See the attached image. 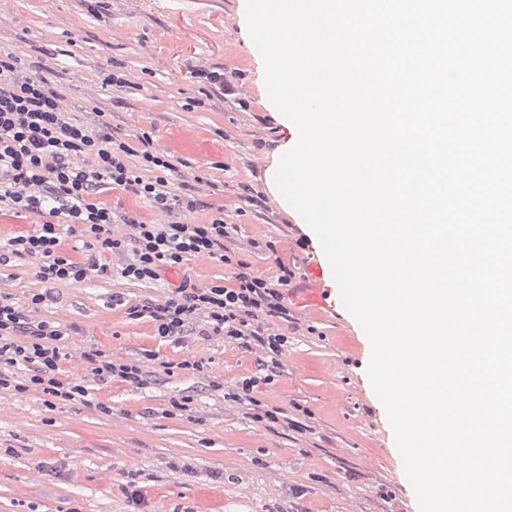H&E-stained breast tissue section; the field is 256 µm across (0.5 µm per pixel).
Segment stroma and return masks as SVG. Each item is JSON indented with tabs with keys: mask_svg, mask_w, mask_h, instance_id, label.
I'll use <instances>...</instances> for the list:
<instances>
[{
	"mask_svg": "<svg viewBox=\"0 0 512 512\" xmlns=\"http://www.w3.org/2000/svg\"><path fill=\"white\" fill-rule=\"evenodd\" d=\"M242 3L0 0V49L62 87L70 110L105 112L114 135L130 142L153 130L156 150L201 176L202 209L169 217L199 224L223 212L238 227L232 248L256 274L292 270L283 372L261 399L293 424L254 422L210 385L215 378L230 387L252 373L260 347L200 336L163 341L126 314V303L165 300L182 276L201 286L224 280L221 263L194 257L182 274L138 283L102 253L107 274L55 285L37 277L35 262L16 258L0 277V297L24 307L30 294H47L37 315L73 325L62 369L85 381L95 403L50 409L40 393L0 391V512H132L135 490L142 512H419L366 374L369 339L344 308L315 302L318 285H335L310 273L323 250L269 192L266 168L293 130L264 94ZM115 64L127 85H103ZM200 69L223 72V85L197 83ZM254 240L275 241V252L251 248ZM90 346L123 359L150 349L173 362L201 360L211 375L182 371L143 388L104 383L82 356ZM181 397L190 412L168 415Z\"/></svg>",
	"mask_w": 512,
	"mask_h": 512,
	"instance_id": "obj_1",
	"label": "stroma"
}]
</instances>
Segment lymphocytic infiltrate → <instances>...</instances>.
<instances>
[{"mask_svg": "<svg viewBox=\"0 0 512 512\" xmlns=\"http://www.w3.org/2000/svg\"><path fill=\"white\" fill-rule=\"evenodd\" d=\"M20 64L17 56L0 51V213L35 212L42 222L0 243V266L13 257L29 256L40 261V279L64 284L106 273V265L98 261L102 253L118 256L121 276L134 281L163 280L195 256L230 267L227 283L199 288L186 278L164 302L145 300L129 306L127 314L151 323L161 338L186 335L200 322L206 335L240 347L261 343L264 362L238 382L234 396L254 421H287L282 409L262 404L254 391L280 375L279 358L288 338L275 321L288 316L283 288L290 270L271 278L254 275L249 263L230 250L236 227L225 223L223 213L203 224H149L99 201L100 190L118 189L165 210L176 199L173 186L189 191L193 185L189 176L179 175L169 155L150 150V132L139 135L142 148L134 150L106 123L93 126L80 120L65 106L55 84L25 74ZM116 224L125 225L126 233L114 234ZM68 233L81 237L88 248L85 260L64 253ZM67 334V325L33 320L20 307L0 301V389L36 391L50 401L92 403L81 383L62 375ZM84 357L95 375L139 387L153 369L167 374L205 370L203 362L173 363L151 350L135 360L98 348Z\"/></svg>", "mask_w": 512, "mask_h": 512, "instance_id": "obj_1", "label": "lymphocytic infiltrate"}]
</instances>
